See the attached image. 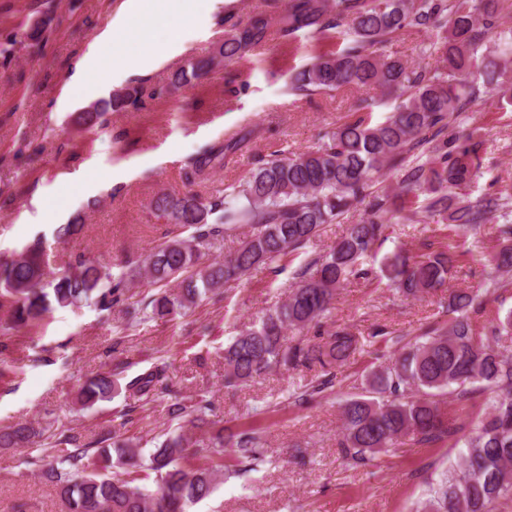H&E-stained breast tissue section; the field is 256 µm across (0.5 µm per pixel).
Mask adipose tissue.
Returning a JSON list of instances; mask_svg holds the SVG:
<instances>
[{"label": "adipose tissue", "mask_w": 512, "mask_h": 512, "mask_svg": "<svg viewBox=\"0 0 512 512\" xmlns=\"http://www.w3.org/2000/svg\"><path fill=\"white\" fill-rule=\"evenodd\" d=\"M203 2L181 0V10L177 16L156 14L145 23L113 27L102 41L91 45L79 60L71 91H83L101 73L144 71L151 61L165 56L169 47L181 42L184 31L194 23Z\"/></svg>", "instance_id": "1"}]
</instances>
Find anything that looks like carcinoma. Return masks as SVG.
I'll return each mask as SVG.
<instances>
[{"mask_svg":"<svg viewBox=\"0 0 512 512\" xmlns=\"http://www.w3.org/2000/svg\"><path fill=\"white\" fill-rule=\"evenodd\" d=\"M503 0H288L279 32L292 39L299 32L316 41L336 38L345 45L321 52L292 75L288 92L297 97L373 87L398 100L385 121L360 117L325 132L312 148L274 150L258 159L245 180L203 198L191 190L161 191L150 206L157 218L181 229L149 249L144 265L127 261V269L83 257L60 271L49 270L41 241L0 262V307H8L5 329L32 327L56 309L92 304L112 311L125 288L144 274L156 292L144 302L152 318L173 317L208 294L240 281L252 270L288 257L316 237L325 224L338 222L359 204L364 215L324 256L303 269L287 298L264 311L224 348V386L249 382L273 371L320 367L298 404L334 385L331 365L346 360L354 336L343 327L327 330L325 343L305 336L330 313L338 291L350 278H366L364 259L390 224L413 205L435 231L448 240L440 250L414 258L400 250L385 257L386 286L406 298L448 291V321L426 328L411 339L392 336V355L377 348L372 361L341 404L342 426L336 440L341 455L366 465L410 437L431 447L448 440L463 443L459 459L430 476L415 512H499L512 504V354L486 344L474 323L475 296L450 288L452 270L465 253L454 246L462 232L497 225L496 245L488 262L503 275L512 272V198L494 191L473 195L483 177L480 153L483 127L456 125L479 99L512 105V28L502 27ZM271 19L255 11L233 23L210 55L190 59L161 87L143 84L113 93L77 117L87 128L103 127L110 111L137 108L144 98L170 94L199 80L220 64L237 62L270 34ZM433 38L436 60L419 67L385 52L394 38L408 32ZM231 138L189 159L187 184L206 179L237 151ZM395 176L397 188H377ZM83 225L79 215L58 225L66 240ZM239 248L222 261L200 262L202 251L241 229ZM176 285L173 292L170 285ZM494 336L512 335V309L489 323ZM168 365L159 360L132 378L126 389L137 404L121 413L124 427L139 408L171 393ZM117 372L100 373L78 391L84 408L109 400L117 389ZM489 394L485 412L470 432L442 413L448 400L470 399L475 389ZM172 421H188L207 434L215 420L209 392L174 397L167 406ZM40 438L41 451L60 453L44 461L40 478L57 490L67 512H190L209 497L224 477L228 457L255 469L264 462L262 440L245 429L224 440L212 436L211 464L191 467L196 442L168 433L149 454L140 443L107 432L83 443L63 428L45 435L32 425L0 428V448H21ZM112 463L123 476L108 478L99 461Z\"/></svg>","mask_w":512,"mask_h":512,"instance_id":"obj_1","label":"carcinoma"}]
</instances>
